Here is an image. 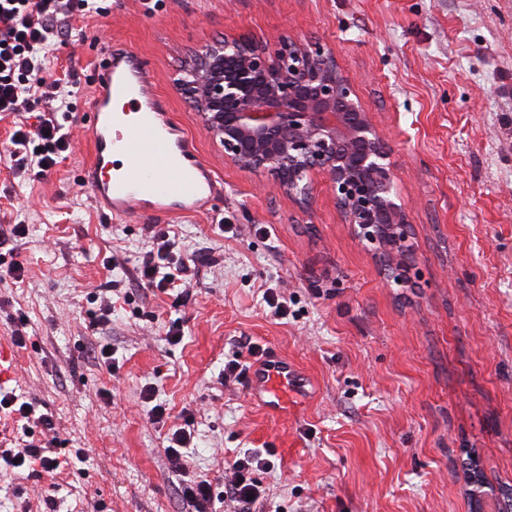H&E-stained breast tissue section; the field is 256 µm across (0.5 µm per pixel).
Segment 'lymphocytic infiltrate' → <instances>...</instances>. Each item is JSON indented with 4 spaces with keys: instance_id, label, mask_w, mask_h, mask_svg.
<instances>
[{
    "instance_id": "lymphocytic-infiltrate-1",
    "label": "lymphocytic infiltrate",
    "mask_w": 512,
    "mask_h": 512,
    "mask_svg": "<svg viewBox=\"0 0 512 512\" xmlns=\"http://www.w3.org/2000/svg\"><path fill=\"white\" fill-rule=\"evenodd\" d=\"M97 0H0V112L10 114L21 106L35 109L33 124H19L10 137L9 158L16 167H35L48 171L60 164L70 149L67 134L57 120L58 113L71 109L73 90L64 79L47 80L51 54L66 44L73 18L99 13ZM154 247L147 252L138 269L136 281L147 291L166 292L177 278L187 277L189 261H177L173 268L165 262L175 247L169 231L159 230ZM22 421L20 452L0 451V464L6 468L32 469L52 473L60 469L59 456L50 454L35 436L36 430H53L52 414L38 412L36 405L20 411ZM265 461L251 455L235 459L233 476L224 486V501L234 512H252L262 492L252 478L253 470Z\"/></svg>"
}]
</instances>
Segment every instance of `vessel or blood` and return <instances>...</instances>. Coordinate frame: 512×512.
<instances>
[{
    "label": "vessel or blood",
    "mask_w": 512,
    "mask_h": 512,
    "mask_svg": "<svg viewBox=\"0 0 512 512\" xmlns=\"http://www.w3.org/2000/svg\"><path fill=\"white\" fill-rule=\"evenodd\" d=\"M105 54L107 72L87 100L93 159L82 182L91 202L118 219L137 209L173 217L197 214L220 194L216 178L154 93L139 51L111 43ZM116 100L126 101L127 111H113ZM297 385L293 365L272 356L256 368L250 397L279 415Z\"/></svg>",
    "instance_id": "b4317fda"
}]
</instances>
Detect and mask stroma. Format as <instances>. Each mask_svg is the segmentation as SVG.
<instances>
[{"instance_id": "35a3bbf8", "label": "stroma", "mask_w": 512, "mask_h": 512, "mask_svg": "<svg viewBox=\"0 0 512 512\" xmlns=\"http://www.w3.org/2000/svg\"><path fill=\"white\" fill-rule=\"evenodd\" d=\"M48 75H74L68 157L48 172L8 167L15 116L0 118V225L21 224L22 279L0 282V342L21 332L0 390L56 420V445L83 449L55 476L0 470V512H193L165 455L167 429L194 417L190 474L224 512L229 465L250 453L256 512H469L463 463L512 486V0H99ZM332 47L384 133L408 206L411 258L397 286L378 245L342 224L316 177L300 211L272 175L224 160L172 85L192 55L230 34ZM114 41L146 59L222 195L194 216L112 219L80 181L92 147L84 100ZM174 258L208 255L189 285L152 295L134 269L159 229ZM115 282L112 315L94 295ZM274 289L286 317L264 300ZM178 326L183 339L165 336ZM112 348L111 367L91 351ZM302 382L288 412L247 397L261 357ZM238 360L237 378L224 365ZM166 403L154 423L142 391Z\"/></svg>"}]
</instances>
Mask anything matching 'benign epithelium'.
<instances>
[{"mask_svg": "<svg viewBox=\"0 0 512 512\" xmlns=\"http://www.w3.org/2000/svg\"><path fill=\"white\" fill-rule=\"evenodd\" d=\"M192 103L224 159L249 173H272L281 192L310 207L322 175L353 236L379 244L388 268L410 252L408 211L382 131L359 99L333 49L291 37L270 44L256 34L210 44L173 79ZM473 512L488 497L469 474Z\"/></svg>", "mask_w": 512, "mask_h": 512, "instance_id": "benign-epithelium-1", "label": "benign epithelium"}]
</instances>
